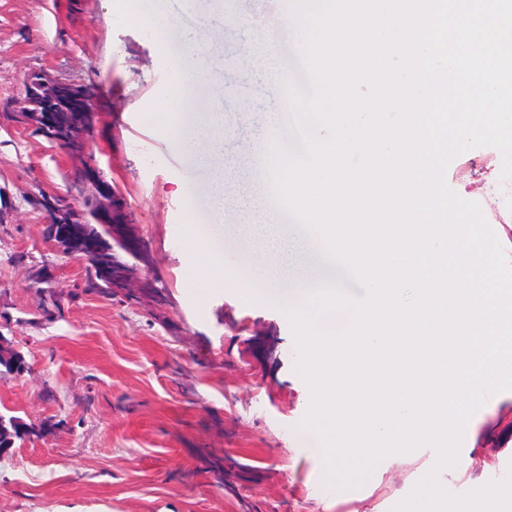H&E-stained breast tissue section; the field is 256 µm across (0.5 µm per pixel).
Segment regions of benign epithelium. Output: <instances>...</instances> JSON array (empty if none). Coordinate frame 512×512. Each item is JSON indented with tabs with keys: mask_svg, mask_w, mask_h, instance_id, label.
<instances>
[{
	"mask_svg": "<svg viewBox=\"0 0 512 512\" xmlns=\"http://www.w3.org/2000/svg\"><path fill=\"white\" fill-rule=\"evenodd\" d=\"M94 94L85 84L54 78L44 71H32L22 83L20 96L15 99L17 111L23 114L25 125L30 128L49 130L57 121L68 123L73 135L66 150L73 166L89 172L98 190L99 219L103 224L128 223L126 203L121 194L110 184L103 172L87 153L86 129L95 120ZM137 267L123 270L122 281L126 291L141 288L148 296L160 294L154 291L158 283L154 279L136 277Z\"/></svg>",
	"mask_w": 512,
	"mask_h": 512,
	"instance_id": "benign-epithelium-1",
	"label": "benign epithelium"
}]
</instances>
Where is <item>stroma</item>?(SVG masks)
<instances>
[{"label":"stroma","mask_w":512,"mask_h":512,"mask_svg":"<svg viewBox=\"0 0 512 512\" xmlns=\"http://www.w3.org/2000/svg\"><path fill=\"white\" fill-rule=\"evenodd\" d=\"M168 19L166 43L108 9V0H0V313L29 373L0 381V410L55 421L50 436L0 457V512H395L428 468L381 458L358 506L331 491L319 441L304 425L311 390L298 373L289 304L307 285L351 283L328 260L311 225L278 214L256 149L279 122L273 76L286 63L271 38L278 0H233L222 23L212 0H153ZM261 41L269 67L240 65ZM205 42L211 70L174 94L162 79L165 48ZM98 88L87 151L124 197L151 250L167 299L122 303L83 295L39 318L42 294L19 255H51L56 291L72 290L81 264L52 255L42 200L78 202L64 150L9 117L28 72ZM224 115V147L171 142L172 128L207 132ZM221 223L200 227L216 174ZM238 264L223 262L224 252ZM265 275L249 297L240 266ZM512 440V391L471 417L462 445L467 473L442 468L449 494L473 491L494 448Z\"/></svg>","instance_id":"35a3bbf8"}]
</instances>
